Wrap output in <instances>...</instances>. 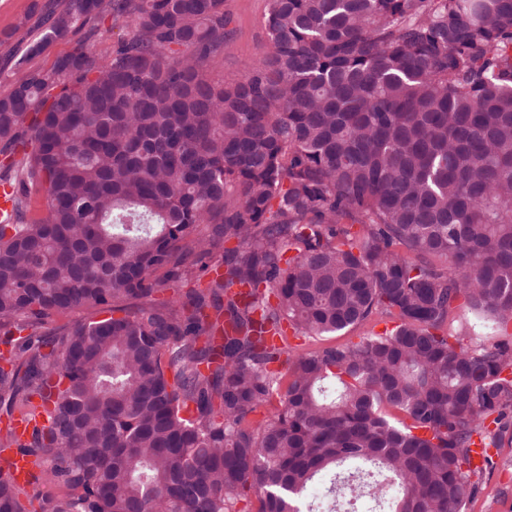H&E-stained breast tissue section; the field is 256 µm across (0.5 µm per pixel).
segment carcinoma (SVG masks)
Returning a JSON list of instances; mask_svg holds the SVG:
<instances>
[{
    "label": "carcinoma",
    "instance_id": "obj_1",
    "mask_svg": "<svg viewBox=\"0 0 512 512\" xmlns=\"http://www.w3.org/2000/svg\"><path fill=\"white\" fill-rule=\"evenodd\" d=\"M107 16L131 22L112 50L22 69ZM228 23L224 0H61L14 64L0 409H52L0 435L42 465L0 477V512H303L327 474L462 512L474 438L512 424V0H269L261 65L213 82ZM81 307L111 316L48 329ZM458 308L500 340L449 333ZM374 313L393 327L287 340ZM393 325L394 324L391 321L380 317L378 314H373L362 325L345 333L336 334V336H325L319 338L302 337L300 339H296L291 335H288V340L293 347H296L299 350L307 351L318 348L319 346L328 342L343 343L349 340L357 341L358 336H363L368 333H382L386 328H392Z\"/></svg>",
    "mask_w": 512,
    "mask_h": 512
}]
</instances>
